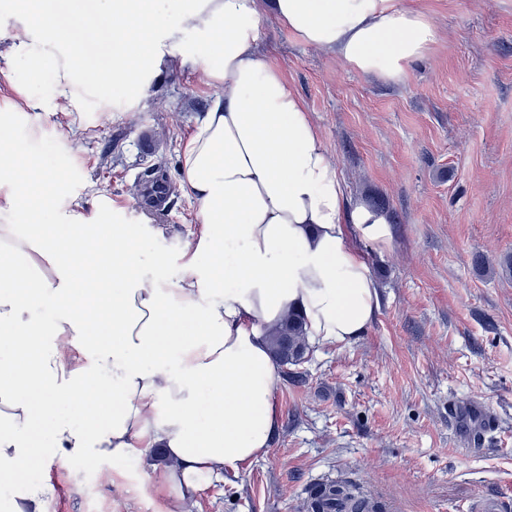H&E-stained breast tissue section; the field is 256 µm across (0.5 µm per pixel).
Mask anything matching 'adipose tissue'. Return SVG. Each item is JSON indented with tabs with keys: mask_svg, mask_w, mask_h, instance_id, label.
<instances>
[{
	"mask_svg": "<svg viewBox=\"0 0 512 512\" xmlns=\"http://www.w3.org/2000/svg\"><path fill=\"white\" fill-rule=\"evenodd\" d=\"M155 3L96 0L90 16L84 0H67L81 23L55 37L32 22L50 0H16L25 21L8 54L33 69L52 59L69 106L91 85L84 51L104 34L113 81L138 89L162 64L190 63L219 93L181 146L196 225L174 255L151 262L163 225L124 223L117 209L111 223L84 222L81 199L57 204L53 175L16 163V142L0 135V512H46L55 489L28 478L33 463L157 451L166 464L145 476L180 512L205 481L269 452L281 375L268 331L296 311L309 344H348L380 309L354 241L388 242V220L349 205L310 112L259 49V0H184L167 22ZM267 6L305 46L385 81L405 77L436 41L427 15L403 0ZM189 30L203 45L174 55ZM39 305L50 319L35 315Z\"/></svg>",
	"mask_w": 512,
	"mask_h": 512,
	"instance_id": "adipose-tissue-1",
	"label": "adipose tissue"
}]
</instances>
